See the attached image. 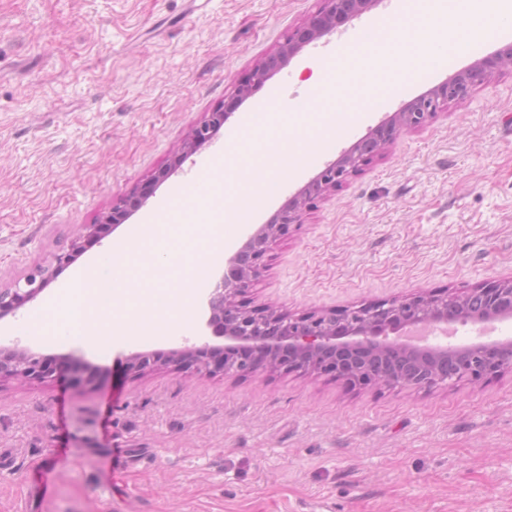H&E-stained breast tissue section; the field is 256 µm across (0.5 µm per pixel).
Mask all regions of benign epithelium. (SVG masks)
<instances>
[{
	"mask_svg": "<svg viewBox=\"0 0 512 512\" xmlns=\"http://www.w3.org/2000/svg\"><path fill=\"white\" fill-rule=\"evenodd\" d=\"M320 8L288 32L278 48L262 58L233 94L208 113L171 163L159 169L150 184L112 207L103 223H124L152 193V185L164 182L196 151L220 131L238 104L259 90L298 51L370 10L376 0H320ZM512 67V43L475 60L467 69L404 103L364 138L341 152L300 188L266 223L247 238L231 256L224 272L206 295L207 327L222 345L187 344L168 353L138 352L128 367L141 374L157 366L206 370L212 374L235 373L245 363L250 372L318 371L352 385H396L431 389L452 381L448 361L461 362V371L479 382L512 370V336L491 338L485 324L512 317V280L471 289L456 299L444 294H414L402 300H384L342 310L312 311L298 315L268 307H250L240 300L253 284L261 262L277 238L302 223L317 202L359 175L402 134L425 127L451 103L466 99L473 86ZM97 238L96 227L84 228L71 249L37 267L11 288L0 290V319L15 313L40 294L80 252L83 240ZM473 320L480 324L481 340L448 344L457 334L452 322ZM58 364L25 348H0V381H43ZM69 371L78 388H92L97 379L91 366L81 361Z\"/></svg>",
	"mask_w": 512,
	"mask_h": 512,
	"instance_id": "benign-epithelium-1",
	"label": "benign epithelium"
}]
</instances>
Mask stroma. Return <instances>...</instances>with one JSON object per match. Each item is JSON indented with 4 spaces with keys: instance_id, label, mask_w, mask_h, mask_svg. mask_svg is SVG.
I'll list each match as a JSON object with an SVG mask.
<instances>
[{
    "instance_id": "1",
    "label": "stroma",
    "mask_w": 512,
    "mask_h": 512,
    "mask_svg": "<svg viewBox=\"0 0 512 512\" xmlns=\"http://www.w3.org/2000/svg\"><path fill=\"white\" fill-rule=\"evenodd\" d=\"M319 0H0V289L48 264L87 224L167 166L210 112ZM501 41L408 83L287 179L270 213L404 102ZM305 46L133 214L87 241L27 310L53 301L110 245L201 178L251 109L296 103L301 69L344 48ZM250 299L291 313L512 279V72L404 134L269 252ZM0 320V346L78 359L44 382H0V512H512V372L429 390L352 389L317 374L212 376L127 368L135 352L202 343L46 344ZM57 491L41 498L37 467Z\"/></svg>"
}]
</instances>
